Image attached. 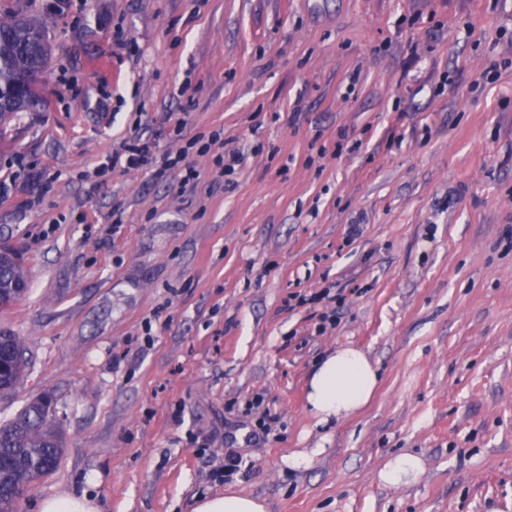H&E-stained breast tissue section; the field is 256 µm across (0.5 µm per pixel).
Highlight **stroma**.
Returning <instances> with one entry per match:
<instances>
[{"label":"stroma","instance_id":"1","mask_svg":"<svg viewBox=\"0 0 512 512\" xmlns=\"http://www.w3.org/2000/svg\"><path fill=\"white\" fill-rule=\"evenodd\" d=\"M44 23V101L0 131V312L64 449L23 496L193 512H512V0H0ZM243 152L220 178L190 143ZM139 135L178 170L96 171ZM380 380L316 423L320 358ZM310 452L305 466L288 460ZM418 455L422 473L380 482ZM239 471L217 477L228 457ZM0 251V311L20 301L28 291V278L24 267L13 253ZM422 471V462L413 454H401L389 460L379 472L386 485L398 487L416 478ZM265 502L237 492L215 493L196 498L193 512H268Z\"/></svg>","mask_w":512,"mask_h":512}]
</instances>
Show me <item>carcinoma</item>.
Returning <instances> with one entry per match:
<instances>
[{"label":"carcinoma","mask_w":512,"mask_h":512,"mask_svg":"<svg viewBox=\"0 0 512 512\" xmlns=\"http://www.w3.org/2000/svg\"><path fill=\"white\" fill-rule=\"evenodd\" d=\"M49 44L41 22L23 13L0 16V122L40 105L36 92L22 78L44 72ZM28 291L24 267L13 253L0 256V311L20 301ZM29 362L18 336L0 334V392L16 388ZM63 448L46 398L25 406L0 426V512H18L26 491L55 471Z\"/></svg>","instance_id":"1"}]
</instances>
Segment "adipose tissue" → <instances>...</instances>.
<instances>
[{"label": "adipose tissue", "mask_w": 512, "mask_h": 512, "mask_svg": "<svg viewBox=\"0 0 512 512\" xmlns=\"http://www.w3.org/2000/svg\"><path fill=\"white\" fill-rule=\"evenodd\" d=\"M378 383V374L367 355L341 346L323 356L307 385V401L317 422L341 419L364 407ZM193 512H267L258 497L224 492L197 497Z\"/></svg>", "instance_id": "ef3b65f1"}]
</instances>
